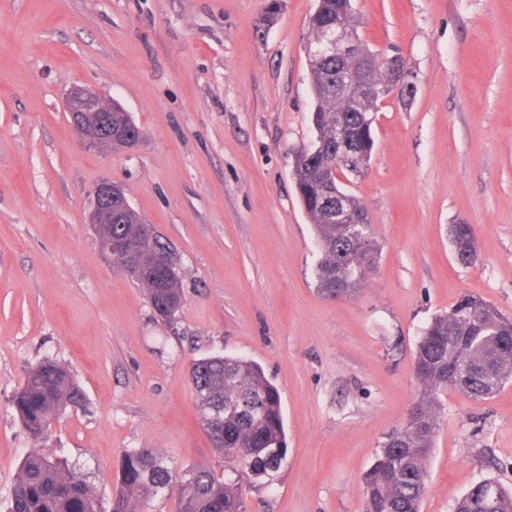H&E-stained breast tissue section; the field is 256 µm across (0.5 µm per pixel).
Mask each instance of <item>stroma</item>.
<instances>
[{
  "instance_id": "1",
  "label": "stroma",
  "mask_w": 512,
  "mask_h": 512,
  "mask_svg": "<svg viewBox=\"0 0 512 512\" xmlns=\"http://www.w3.org/2000/svg\"><path fill=\"white\" fill-rule=\"evenodd\" d=\"M315 0H0V512L33 441L10 399L26 370L64 364L86 406L43 444L110 502L120 455L223 471L201 428L193 360L260 364L281 394L287 455L243 477L248 512H362L363 477L418 393L422 329L476 294L512 316V0H354L379 57L416 86L379 104L367 172L350 184L381 256L354 296L316 287L315 230L294 191L313 138ZM118 101L142 131L88 148L70 87ZM103 179L180 257L183 307L154 317L85 217ZM471 225L478 256L448 236ZM421 512H453L476 482L512 488V383L440 395ZM450 238L457 260L463 265L471 264L477 256L471 225L452 224L450 227Z\"/></svg>"
}]
</instances>
